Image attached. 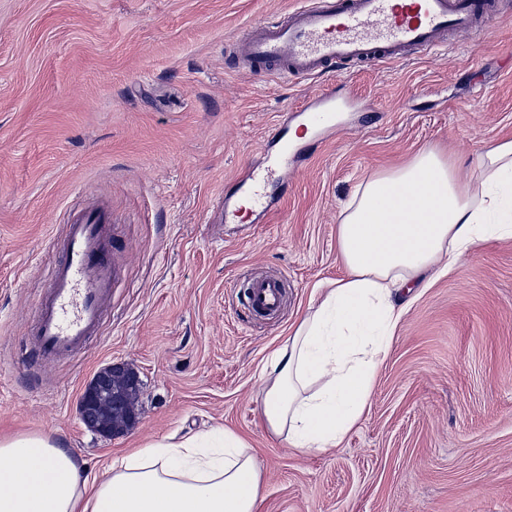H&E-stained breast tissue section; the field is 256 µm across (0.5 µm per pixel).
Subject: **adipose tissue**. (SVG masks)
Wrapping results in <instances>:
<instances>
[{
    "label": "adipose tissue",
    "mask_w": 512,
    "mask_h": 512,
    "mask_svg": "<svg viewBox=\"0 0 512 512\" xmlns=\"http://www.w3.org/2000/svg\"><path fill=\"white\" fill-rule=\"evenodd\" d=\"M472 193L427 149L344 203L337 253L348 270L262 367L261 418L290 447H336L360 420L405 306L402 299L480 245L512 237V141L486 150ZM261 468L247 441L212 428L167 437L101 472L50 434L0 438V512H256Z\"/></svg>",
    "instance_id": "obj_1"
}]
</instances>
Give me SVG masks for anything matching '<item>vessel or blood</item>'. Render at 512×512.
I'll return each mask as SVG.
<instances>
[{"instance_id": "b4317fda", "label": "vessel or blood", "mask_w": 512, "mask_h": 512, "mask_svg": "<svg viewBox=\"0 0 512 512\" xmlns=\"http://www.w3.org/2000/svg\"><path fill=\"white\" fill-rule=\"evenodd\" d=\"M487 0H330L301 6L284 21L248 28L233 57L255 73L309 77L346 62L372 63L416 47H434L451 30L473 28ZM288 173L287 159L273 160L252 175L247 195L260 205L268 185ZM103 210H75L52 248L60 255L36 302L37 358L51 363L82 350L99 331L112 295V249ZM278 279L253 281L251 310L275 312L281 304Z\"/></svg>"}]
</instances>
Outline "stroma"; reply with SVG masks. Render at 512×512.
I'll use <instances>...</instances> for the list:
<instances>
[{"label": "stroma", "mask_w": 512, "mask_h": 512, "mask_svg": "<svg viewBox=\"0 0 512 512\" xmlns=\"http://www.w3.org/2000/svg\"><path fill=\"white\" fill-rule=\"evenodd\" d=\"M300 0H0V436L48 433L97 471L166 436L224 427L262 472L257 512H512V238L493 240L408 306L360 421L304 453L260 417L261 368L346 276L343 203L373 173L435 148L480 186L512 141V0L473 32L340 77L233 69L249 25ZM347 108L313 128L269 203L224 199L296 141L293 108L327 86ZM110 210L114 281L75 357L31 362L34 301L70 208ZM278 277L277 317L244 305ZM124 362L135 423L79 417L86 384Z\"/></svg>", "instance_id": "35a3bbf8"}]
</instances>
